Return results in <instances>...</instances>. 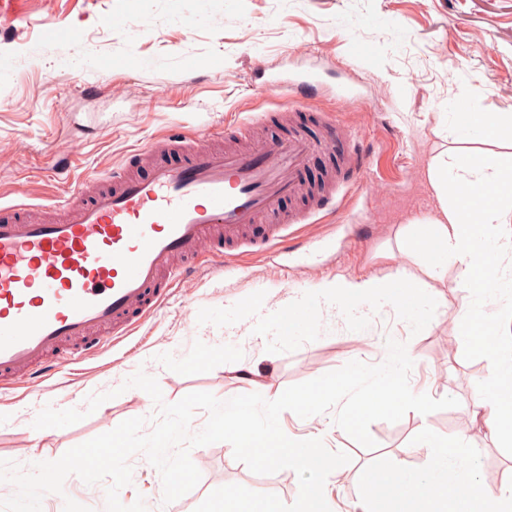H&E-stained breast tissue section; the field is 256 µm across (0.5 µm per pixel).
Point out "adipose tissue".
<instances>
[{
  "mask_svg": "<svg viewBox=\"0 0 512 512\" xmlns=\"http://www.w3.org/2000/svg\"><path fill=\"white\" fill-rule=\"evenodd\" d=\"M449 120L459 142H505L512 146V113L493 112L474 118L461 113ZM428 180L437 213L429 217L427 247L408 240L410 253L428 258L427 276L435 278L456 264L471 274V289L462 299L461 309L475 326L487 321L497 325L494 339L483 341L481 350L497 372L512 374V165L493 166L476 157L452 163L440 155L428 169ZM490 254L492 270L476 262L479 254ZM315 296L344 304L350 318H358L362 308L376 310L386 304L389 293L372 278L333 279L314 284ZM474 418L512 443V394L493 393L478 388L472 396ZM423 447L434 449L435 458L427 475L400 469L397 491L402 499L424 488L466 489L481 502V512H512V483L491 485L476 472L461 467L462 439L436 442L425 438Z\"/></svg>",
  "mask_w": 512,
  "mask_h": 512,
  "instance_id": "adipose-tissue-1",
  "label": "adipose tissue"
}]
</instances>
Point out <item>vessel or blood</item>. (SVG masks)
Instances as JSON below:
<instances>
[{
    "instance_id": "vessel-or-blood-1",
    "label": "vessel or blood",
    "mask_w": 512,
    "mask_h": 512,
    "mask_svg": "<svg viewBox=\"0 0 512 512\" xmlns=\"http://www.w3.org/2000/svg\"><path fill=\"white\" fill-rule=\"evenodd\" d=\"M314 73L272 74L267 92L286 109L308 105ZM334 142L296 133L244 150H215L174 130L160 143L184 153L181 165L159 164L155 151H135L149 177L113 169L111 188H75L52 209L0 205V378L38 386L57 357L78 362L105 338L127 335L157 309L176 282L203 265L236 267L239 251L263 252L288 241V229L336 200L324 185L308 212L272 223L299 191L310 150ZM264 238L247 239L259 221Z\"/></svg>"
}]
</instances>
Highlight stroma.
<instances>
[{
	"instance_id": "1",
	"label": "stroma",
	"mask_w": 512,
	"mask_h": 512,
	"mask_svg": "<svg viewBox=\"0 0 512 512\" xmlns=\"http://www.w3.org/2000/svg\"><path fill=\"white\" fill-rule=\"evenodd\" d=\"M121 13L124 24L105 25ZM308 70L320 74L324 91L309 111L281 120L282 103L263 83L274 72ZM86 83L95 84L93 94L83 92ZM442 112L512 113V0H136L132 7L127 0H0L2 204H56L172 128L217 142L225 126L262 113L271 116L259 131L263 141L298 128L319 136L323 116H335L336 151L309 154L304 185L320 184L337 156L356 149L366 158L361 173L338 170L335 211L297 225L301 247L245 255L237 270L200 269L128 336L60 367L37 388L1 387L0 460L35 454L52 461L126 419L154 415L147 393L123 387L139 370L157 379L167 403L195 391L227 400L252 393L256 381L278 396L352 360L383 362L392 338L416 359L413 392L459 404L372 423V449L338 427L334 412L307 419L283 412L288 437L318 438L351 458L327 478L331 512H370L365 487L396 467L427 472L432 451L421 442L428 436L462 438L468 468L492 483L512 481V447L472 421L474 390L503 383L460 311L457 266L430 280L447 303L421 327L392 304L362 327L309 290L325 278L386 281L415 266L406 240L425 233L422 220L435 212L428 165L457 147L438 133ZM299 300L313 323L279 335L274 320ZM111 390L115 398L74 425L32 426L45 406L82 410L88 395ZM190 457L201 480L178 499L181 512H194L227 484L276 494L287 505L298 497L293 470L253 473L228 443L192 448ZM129 463L132 483L121 502L140 497L151 512H170L157 497L159 471L141 453ZM107 487L71 475L63 494H45L42 506L63 512L69 497L106 512Z\"/></svg>"
}]
</instances>
